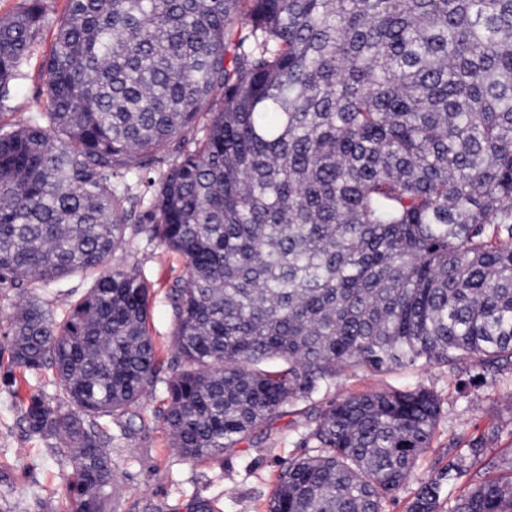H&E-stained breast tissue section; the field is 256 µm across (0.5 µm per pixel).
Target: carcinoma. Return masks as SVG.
Instances as JSON below:
<instances>
[{
	"instance_id": "1",
	"label": "carcinoma",
	"mask_w": 512,
	"mask_h": 512,
	"mask_svg": "<svg viewBox=\"0 0 512 512\" xmlns=\"http://www.w3.org/2000/svg\"><path fill=\"white\" fill-rule=\"evenodd\" d=\"M43 20H0V103ZM44 75L48 111L0 126V283L27 294L0 378L34 377L19 425L66 448L43 512H112L105 424L160 383L194 461L348 368L512 365V0H67ZM132 226L184 266L166 366L151 284L111 264ZM80 272L61 318L31 294ZM440 413L422 385L328 401L267 512H384ZM467 456L407 512H512V456Z\"/></svg>"
}]
</instances>
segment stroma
I'll return each instance as SVG.
<instances>
[{
  "instance_id": "obj_1",
  "label": "stroma",
  "mask_w": 512,
  "mask_h": 512,
  "mask_svg": "<svg viewBox=\"0 0 512 512\" xmlns=\"http://www.w3.org/2000/svg\"><path fill=\"white\" fill-rule=\"evenodd\" d=\"M45 21L32 51L21 68L18 89L0 105V124L21 122L30 113L48 109L43 62L48 56L57 22L66 0H44ZM114 263L141 270L154 288L150 333L163 360L173 356V322L165 292L183 274L177 257L159 248L147 234L131 235L118 251ZM423 385L438 396L441 416L434 442L418 459L411 477L394 499L385 503V512H406V507L422 482L433 477L457 454L458 439L486 437L492 453H512V367L484 369L467 365L458 369L441 366L410 368L400 372L370 373L348 370L324 387L312 399L280 409L271 425L252 440L244 442L219 459L191 462L170 448L158 415L159 394L142 401L148 423L132 436L123 433L124 421H108L106 429L114 439L112 463L118 482L112 497L114 512H131L134 503L149 500L170 508L180 507L198 492L216 502L217 512H266L282 463L304 455L301 440L310 418L328 401L350 393ZM30 387L18 378L12 390L0 386V512L15 506L36 512L28 496L30 487L59 500L62 493V466L44 443L27 437L19 426V407Z\"/></svg>"
}]
</instances>
